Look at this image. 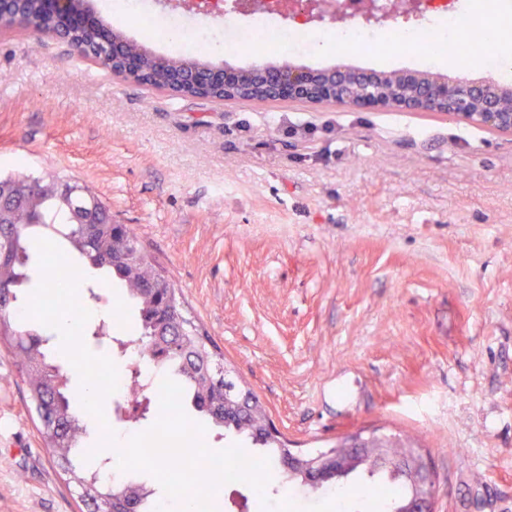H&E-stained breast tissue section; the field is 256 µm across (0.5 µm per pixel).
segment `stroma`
Instances as JSON below:
<instances>
[{
    "mask_svg": "<svg viewBox=\"0 0 512 512\" xmlns=\"http://www.w3.org/2000/svg\"><path fill=\"white\" fill-rule=\"evenodd\" d=\"M294 64L421 70L430 51L332 46ZM247 68L273 43L208 53ZM88 187L133 227L296 453L362 429L412 437L436 512H512V136L434 112L294 102L218 105L118 79L65 46L0 33V176ZM81 297L86 347L136 311ZM13 354L0 346V512H80L50 462ZM484 479H474V470ZM216 512H383L287 485L220 486Z\"/></svg>",
    "mask_w": 512,
    "mask_h": 512,
    "instance_id": "1",
    "label": "stroma"
}]
</instances>
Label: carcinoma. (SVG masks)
Returning <instances> with one entry per match:
<instances>
[{
	"instance_id": "obj_1",
	"label": "carcinoma",
	"mask_w": 512,
	"mask_h": 512,
	"mask_svg": "<svg viewBox=\"0 0 512 512\" xmlns=\"http://www.w3.org/2000/svg\"><path fill=\"white\" fill-rule=\"evenodd\" d=\"M71 37L98 65L112 66V58L98 49L97 32L82 29ZM178 63L206 64L208 60L203 53L189 57L147 53L142 78L157 83ZM3 183L16 190L3 197L9 211L6 223H0V290L8 293L0 301V341L9 343L18 367L25 371L36 428L45 448L90 512H154V492L143 484L110 480L100 470L91 469L85 456L95 445L83 444L86 429L72 412L76 396L67 391V378L44 351L49 338L32 333L29 320L17 315L24 305L19 290L29 280V238L36 233L61 236L89 266L110 277L111 285L126 291L138 308L135 334L142 360L169 371L183 389L182 399L190 400L212 427L249 437L264 449L269 462L282 463L290 453L288 441L267 432L265 407L224 367V354L189 315L180 292L143 251L133 228L112 223L110 208L77 183L58 178L44 182L28 176ZM354 476L384 484L389 512H403L413 494L410 485L380 464L359 463L340 478L334 474L324 478L321 487L345 490V481Z\"/></svg>"
}]
</instances>
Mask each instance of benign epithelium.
Returning a JSON list of instances; mask_svg holds the SVG:
<instances>
[{"instance_id": "1", "label": "benign epithelium", "mask_w": 512, "mask_h": 512, "mask_svg": "<svg viewBox=\"0 0 512 512\" xmlns=\"http://www.w3.org/2000/svg\"><path fill=\"white\" fill-rule=\"evenodd\" d=\"M45 23L37 32L44 40L69 44V29L89 27L85 14L72 7V0H39ZM346 4L326 3L324 0H294L288 11V20L308 24L313 21L344 17ZM363 20L383 27L395 15L381 11L367 0L363 5ZM104 44H112V57L120 67L112 75L132 80L141 73L139 56L126 51V42L99 34ZM264 78L267 100L306 104H330L343 107L376 106L397 108L411 112H437L464 124L478 125L502 134L512 135V86L495 81H473L463 75L454 78L442 72L398 71L376 72L336 66L309 70L288 62L270 64L258 62L250 66ZM245 70L232 68L227 63H210L204 67L185 66L173 73L163 91L182 96L188 88L200 92L219 87L229 92L238 89ZM366 436L355 434L347 438L348 454H368L385 459L380 448L364 447ZM293 458L306 459L316 470L330 461H341L340 449L330 448L316 455L299 454ZM405 478L422 489L410 512H435L437 488L430 462L419 448L395 463Z\"/></svg>"}]
</instances>
